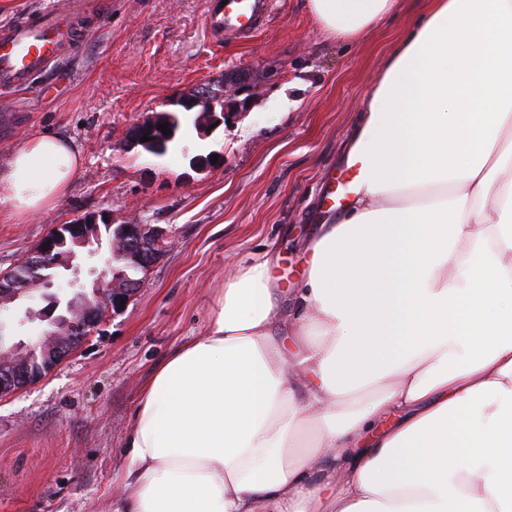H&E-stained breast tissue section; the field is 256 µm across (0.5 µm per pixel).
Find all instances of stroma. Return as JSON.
<instances>
[{"mask_svg": "<svg viewBox=\"0 0 512 512\" xmlns=\"http://www.w3.org/2000/svg\"><path fill=\"white\" fill-rule=\"evenodd\" d=\"M76 50L21 91L0 131V162L24 137L51 129L73 140L84 167L49 213H0V274L58 224L85 215L136 219L174 245L130 302L25 389L0 397V512H109L123 445L144 383L182 342L203 335L225 282L270 249L283 292L306 266V244L334 215L325 193L395 44L428 0H395L357 40L322 31L309 0H270L247 40L213 37L206 0H88ZM249 78L226 121L197 130L196 112L167 152L127 141L145 114L175 112L226 75ZM217 156L201 170L194 157Z\"/></svg>", "mask_w": 512, "mask_h": 512, "instance_id": "35a3bbf8", "label": "stroma"}]
</instances>
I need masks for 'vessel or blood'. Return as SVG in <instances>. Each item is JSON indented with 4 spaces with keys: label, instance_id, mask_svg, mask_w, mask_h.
<instances>
[{
    "label": "vessel or blood",
    "instance_id": "b4317fda",
    "mask_svg": "<svg viewBox=\"0 0 512 512\" xmlns=\"http://www.w3.org/2000/svg\"><path fill=\"white\" fill-rule=\"evenodd\" d=\"M79 0L38 10L0 24V87L16 89L32 83L70 55ZM268 0H207L205 22L216 35L251 38L262 25Z\"/></svg>",
    "mask_w": 512,
    "mask_h": 512
}]
</instances>
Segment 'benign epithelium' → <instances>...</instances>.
<instances>
[{"label": "benign epithelium", "instance_id": "7a95c632", "mask_svg": "<svg viewBox=\"0 0 512 512\" xmlns=\"http://www.w3.org/2000/svg\"><path fill=\"white\" fill-rule=\"evenodd\" d=\"M241 89L242 77H230L225 80L224 95L202 88L184 100L183 104L190 109L198 106L205 109L206 114L201 119V127L207 130L219 120L215 114L214 102L222 98L224 105H234L237 103L235 96ZM159 119L160 116L155 115L136 124L130 143L140 145L146 133L157 132ZM97 225L98 217L94 215L83 216L70 224H60L40 241L36 250L41 254L55 255V266L65 271L75 270L79 267L83 250L93 245ZM162 247L163 238L156 228L134 221L119 225L117 234L112 239V252L125 255L133 267L144 275L159 258ZM141 284L140 278L120 272L110 275L103 269L93 282L91 295H76L68 308V311L78 316V320L58 314V304L53 296L47 298L51 305L43 310L27 309L28 318H47L53 327V330L46 332L35 344L26 345L18 342L5 346L4 337L1 335L5 322L0 320V395L10 394L29 386L76 351L88 336L86 329L97 325L104 311L121 310V301H130ZM53 287L54 281L38 274L31 275L30 279L20 285L8 280L0 285V311L25 297L32 288L46 291Z\"/></svg>", "mask_w": 512, "mask_h": 512}]
</instances>
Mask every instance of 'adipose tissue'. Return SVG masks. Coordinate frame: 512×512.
I'll return each instance as SVG.
<instances>
[{
    "instance_id": "obj_1",
    "label": "adipose tissue",
    "mask_w": 512,
    "mask_h": 512,
    "mask_svg": "<svg viewBox=\"0 0 512 512\" xmlns=\"http://www.w3.org/2000/svg\"><path fill=\"white\" fill-rule=\"evenodd\" d=\"M329 36L394 0H309ZM358 189L292 295L256 253L143 387L112 512H512V0H431L347 142ZM82 168L22 139L0 206Z\"/></svg>"
}]
</instances>
